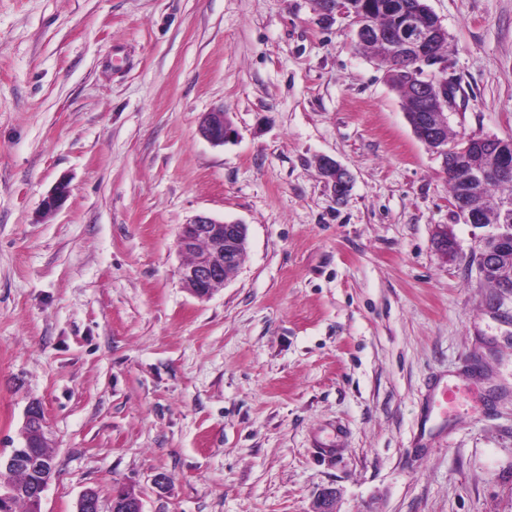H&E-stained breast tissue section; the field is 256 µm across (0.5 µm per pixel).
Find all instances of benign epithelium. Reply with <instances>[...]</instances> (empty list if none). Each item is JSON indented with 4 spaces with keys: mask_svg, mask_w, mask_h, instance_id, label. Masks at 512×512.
Here are the masks:
<instances>
[{
    "mask_svg": "<svg viewBox=\"0 0 512 512\" xmlns=\"http://www.w3.org/2000/svg\"><path fill=\"white\" fill-rule=\"evenodd\" d=\"M319 13L327 18H347L355 27L356 40L375 45V59L386 68L392 87L402 91L407 118L416 138L437 158L442 170L453 168L475 195L466 207L464 223L486 226V216L499 213L503 221L493 225V231L482 236L475 253L476 269L484 278L495 273L502 281L512 275V260L506 264L488 262V258L512 246V139L490 135H463L448 141L447 110L455 98L456 88L444 77V68L430 74L424 68L442 63L438 52L440 43L447 39V31L431 11L425 0H419L412 9L402 8L395 20V29L382 27L371 20L365 0H315ZM409 59L417 63L413 71L388 60ZM199 134L215 146L229 141L234 135L230 121L222 111L205 114ZM322 176L339 198L351 185V176L336 160L324 156L319 162ZM495 181L507 191L495 198L482 194V186ZM69 195L68 184L60 181L42 201L47 213L57 211ZM178 250L191 257L181 270L184 286L196 297L205 299L222 285L242 264L246 253V226L240 222L219 221L206 214L194 216L183 225L177 238ZM33 427L32 439L22 438L21 446L0 457V479L19 465L30 469H54L53 462L29 451L32 441L48 444L46 423L41 403L29 402L25 409L23 430ZM116 501L130 509L143 512L139 493L131 488H120L113 495ZM336 491L322 490L313 512H335ZM77 512H112L102 507L99 497L88 489L77 503Z\"/></svg>",
    "mask_w": 512,
    "mask_h": 512,
    "instance_id": "1",
    "label": "benign epithelium"
}]
</instances>
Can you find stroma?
<instances>
[{
  "instance_id": "35a3bbf8",
  "label": "stroma",
  "mask_w": 512,
  "mask_h": 512,
  "mask_svg": "<svg viewBox=\"0 0 512 512\" xmlns=\"http://www.w3.org/2000/svg\"><path fill=\"white\" fill-rule=\"evenodd\" d=\"M428 5L450 133L512 138V0ZM352 40L313 0H0V453L40 401L42 512L124 485L144 512H512V295ZM201 213L247 226L206 299L176 246ZM199 134L215 146L224 145L235 134L224 111L207 112L199 126ZM322 176L330 184L334 196L339 198L345 194L351 185V176L335 159L323 156L319 162Z\"/></svg>"
}]
</instances>
